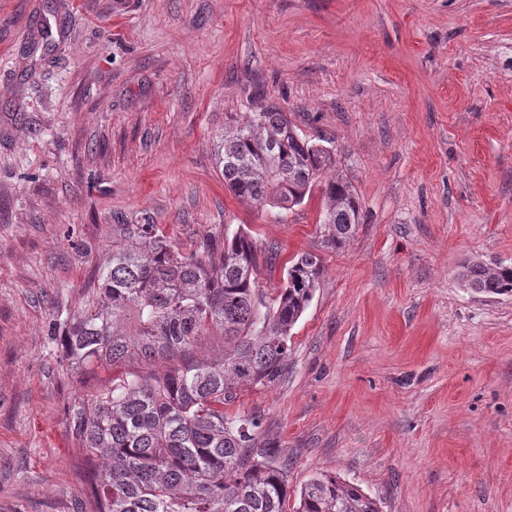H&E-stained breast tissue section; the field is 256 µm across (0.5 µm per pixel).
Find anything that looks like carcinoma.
<instances>
[{
	"mask_svg": "<svg viewBox=\"0 0 512 512\" xmlns=\"http://www.w3.org/2000/svg\"><path fill=\"white\" fill-rule=\"evenodd\" d=\"M216 162L238 200L291 210L319 184L324 247L342 249L360 224L350 181L334 176L335 150L300 135L275 103L224 122ZM120 240L101 267L95 298L60 324L61 357L91 369L146 363L190 351L220 336L224 354L166 371L125 373L71 408V426L91 478L96 512H381L360 486L318 473L288 510V468L255 447L259 421L224 406L248 385L274 382L288 340L318 284L322 260L286 262L273 296L261 270H275L279 247L257 246L242 227L224 226L187 250L157 224H120ZM463 286L481 295L512 294V264L464 266Z\"/></svg>",
	"mask_w": 512,
	"mask_h": 512,
	"instance_id": "obj_1",
	"label": "carcinoma"
}]
</instances>
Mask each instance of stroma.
I'll return each instance as SVG.
<instances>
[{"instance_id": "1", "label": "stroma", "mask_w": 512, "mask_h": 512, "mask_svg": "<svg viewBox=\"0 0 512 512\" xmlns=\"http://www.w3.org/2000/svg\"><path fill=\"white\" fill-rule=\"evenodd\" d=\"M279 103L361 203L239 202L216 146ZM121 224L243 225L323 271L271 384L228 413L296 495L328 471L382 512H512V0H0V512H94L68 418L112 382L53 350ZM322 211L319 222L327 234L323 247L330 251L342 249L360 224L361 204L350 181L334 175L321 184ZM464 269L462 282L465 288L481 295L512 294V264L473 262Z\"/></svg>"}]
</instances>
